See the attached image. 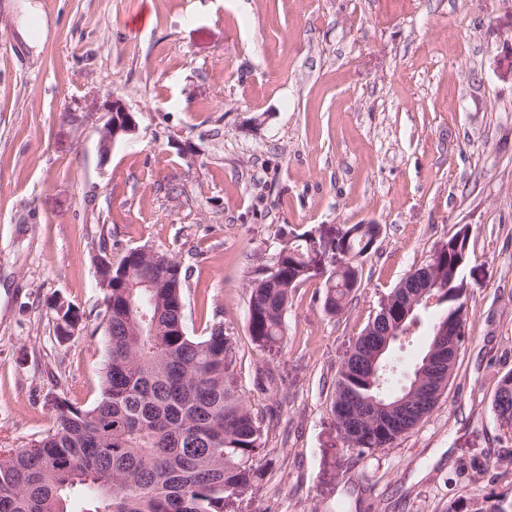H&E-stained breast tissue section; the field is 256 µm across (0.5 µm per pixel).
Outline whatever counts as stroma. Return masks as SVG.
Returning <instances> with one entry per match:
<instances>
[{
  "instance_id": "stroma-1",
  "label": "stroma",
  "mask_w": 512,
  "mask_h": 512,
  "mask_svg": "<svg viewBox=\"0 0 512 512\" xmlns=\"http://www.w3.org/2000/svg\"><path fill=\"white\" fill-rule=\"evenodd\" d=\"M120 95L98 153L76 105ZM376 223L345 314L321 279L259 347L248 281L283 230ZM467 341L394 447L348 451L336 373L383 299L461 227ZM145 246L188 274L184 325L220 323L263 420L261 477L224 512H446L512 502L492 401L512 372V0H0V448L93 404L106 360L96 256ZM81 321L58 336L55 305ZM77 109L89 114H101L99 153L103 159L110 155L117 141L134 134L138 129L136 114L127 107L121 97L114 94L97 96L88 103H77Z\"/></svg>"
}]
</instances>
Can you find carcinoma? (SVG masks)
<instances>
[{
    "label": "carcinoma",
    "instance_id": "1",
    "mask_svg": "<svg viewBox=\"0 0 512 512\" xmlns=\"http://www.w3.org/2000/svg\"><path fill=\"white\" fill-rule=\"evenodd\" d=\"M344 226L336 238L315 239V230L283 232L272 266L255 270L248 282L249 332L260 347L284 336V316L299 284L324 279V308L344 313L359 262L336 265V250L365 257L370 240ZM466 240L448 239V249L422 266L424 279L410 286L418 292L434 281L430 295L427 343L437 329L467 315L466 289L459 263ZM186 274L165 252L127 250L104 277L107 359L101 395L94 405L61 402L53 429L27 448H0V512H224L227 499L252 488L260 478L263 447L259 417L239 395L235 352L224 326L205 336H190L182 304ZM401 312H378L364 330L378 335L400 328ZM370 377L366 367L340 368L330 409L336 400L357 394L363 402L381 397L388 404L411 396L416 373L408 372L387 350ZM384 423L363 420L348 449L362 455L391 448L399 440L384 433Z\"/></svg>",
    "mask_w": 512,
    "mask_h": 512
}]
</instances>
